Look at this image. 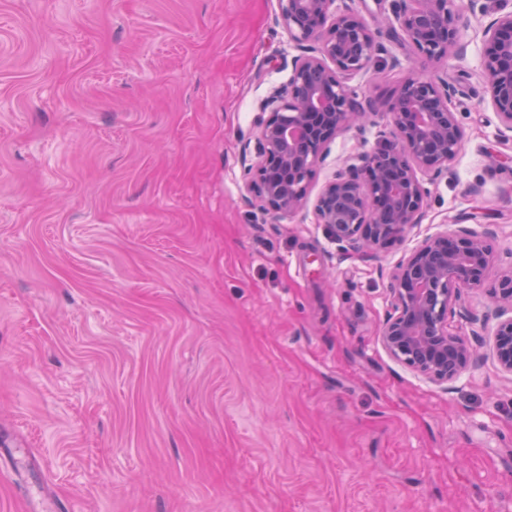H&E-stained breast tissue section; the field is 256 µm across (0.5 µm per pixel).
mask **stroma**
Masks as SVG:
<instances>
[{"instance_id":"35a3bbf8","label":"stroma","mask_w":512,"mask_h":512,"mask_svg":"<svg viewBox=\"0 0 512 512\" xmlns=\"http://www.w3.org/2000/svg\"><path fill=\"white\" fill-rule=\"evenodd\" d=\"M357 75L376 101L309 181L389 131L412 74L479 89L485 45ZM299 49L278 0H0V512H512V375L489 291L512 271V140L455 98L464 145L422 224L363 254L312 207L262 211L243 146ZM493 231L448 317L477 360L436 383L380 342L423 238ZM493 357L503 372L512 374V316L500 321L496 327Z\"/></svg>"}]
</instances>
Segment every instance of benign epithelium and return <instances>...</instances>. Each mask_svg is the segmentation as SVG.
Wrapping results in <instances>:
<instances>
[{"mask_svg":"<svg viewBox=\"0 0 512 512\" xmlns=\"http://www.w3.org/2000/svg\"><path fill=\"white\" fill-rule=\"evenodd\" d=\"M479 0H393L398 30L393 37L414 56L440 64L458 56L465 10ZM482 30L486 45L479 104L498 121L499 135L512 139V10ZM279 21L297 43L288 82L262 104L267 117L254 133L255 165L245 186L259 207L292 216L308 203L309 179L329 145L347 128H361L375 112L373 101L350 85L385 52L381 31L351 6L336 0H279ZM462 94L437 72L407 78L392 95L393 130L366 152L347 158L316 196L317 223L353 252L374 251L401 240L422 223L429 189L448 172L464 142L451 107ZM493 233L464 227L422 239L396 265L392 309L380 340L386 351L427 379L448 383L471 363L469 342L448 330L464 289L481 287L494 261ZM492 297L512 308V271ZM493 357L512 374V316L499 322Z\"/></svg>","mask_w":512,"mask_h":512,"instance_id":"1","label":"benign epithelium"}]
</instances>
